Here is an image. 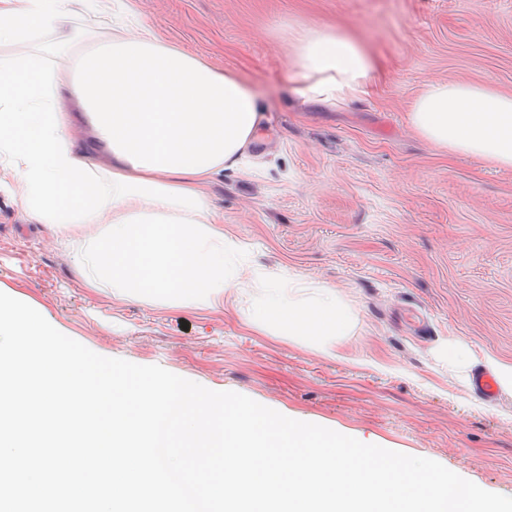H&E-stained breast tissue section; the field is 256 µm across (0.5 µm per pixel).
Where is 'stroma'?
I'll use <instances>...</instances> for the list:
<instances>
[{
    "mask_svg": "<svg viewBox=\"0 0 512 512\" xmlns=\"http://www.w3.org/2000/svg\"><path fill=\"white\" fill-rule=\"evenodd\" d=\"M163 41L253 90L268 139L207 193L239 249L208 306L89 286L55 228L0 189V292L95 353L158 365L281 414L439 462L512 497V392L474 390L512 364V168L439 149L411 126L431 80L512 94V0H138ZM338 30L378 62L370 95L327 109L293 94L294 30ZM326 287L349 321L333 338L251 317L265 285ZM472 355L456 365L448 346Z\"/></svg>",
    "mask_w": 512,
    "mask_h": 512,
    "instance_id": "obj_1",
    "label": "stroma"
}]
</instances>
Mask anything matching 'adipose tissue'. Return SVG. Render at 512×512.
Masks as SVG:
<instances>
[{"mask_svg": "<svg viewBox=\"0 0 512 512\" xmlns=\"http://www.w3.org/2000/svg\"><path fill=\"white\" fill-rule=\"evenodd\" d=\"M93 17V26H73ZM297 98L328 108L367 96L375 63L349 36L292 35ZM0 185L26 218L54 225L83 257L88 285L106 280L210 305L227 288L224 215L204 185L239 167L264 115L236 75L163 42L137 0H0ZM411 126L452 153L512 167V94L433 80ZM83 138L74 141L73 129ZM102 224L93 238L80 225ZM292 336L336 335L348 318L329 289L284 300L270 288L257 309Z\"/></svg>", "mask_w": 512, "mask_h": 512, "instance_id": "ef3b65f1", "label": "adipose tissue"}]
</instances>
